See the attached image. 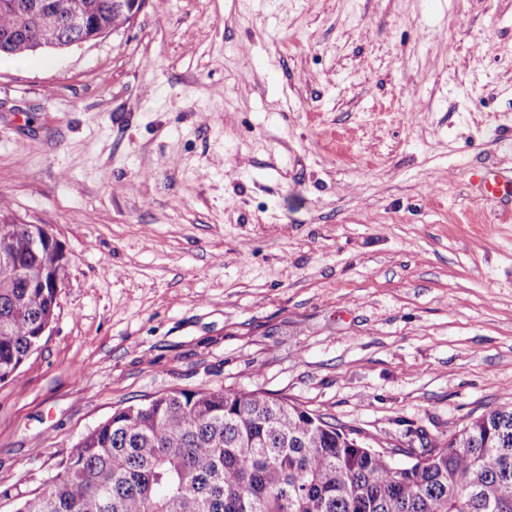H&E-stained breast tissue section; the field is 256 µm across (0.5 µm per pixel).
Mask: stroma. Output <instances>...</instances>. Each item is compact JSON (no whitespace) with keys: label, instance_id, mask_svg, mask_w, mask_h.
<instances>
[{"label":"stroma","instance_id":"obj_1","mask_svg":"<svg viewBox=\"0 0 512 512\" xmlns=\"http://www.w3.org/2000/svg\"><path fill=\"white\" fill-rule=\"evenodd\" d=\"M512 0H145L0 56V215L64 256L0 512L119 407L261 390L372 446L512 403ZM480 196L493 206L502 207V215L511 214L512 173H491L481 179ZM507 208V209H505Z\"/></svg>","mask_w":512,"mask_h":512}]
</instances>
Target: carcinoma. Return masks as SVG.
<instances>
[{
  "label": "carcinoma",
  "mask_w": 512,
  "mask_h": 512,
  "mask_svg": "<svg viewBox=\"0 0 512 512\" xmlns=\"http://www.w3.org/2000/svg\"><path fill=\"white\" fill-rule=\"evenodd\" d=\"M30 2L0 0V56L70 45L69 0H41L31 35L16 31ZM84 2L107 29L130 25L116 0ZM62 260L29 225L0 224V382L16 378L54 321ZM397 454L415 460L398 466ZM15 512H512V405L417 454L356 441L286 397L174 390L114 410Z\"/></svg>",
  "instance_id": "1"
}]
</instances>
